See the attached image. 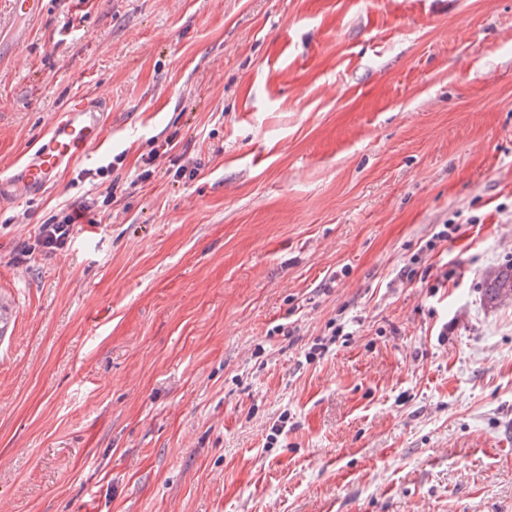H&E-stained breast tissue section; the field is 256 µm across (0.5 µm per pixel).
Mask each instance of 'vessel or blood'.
<instances>
[{"mask_svg": "<svg viewBox=\"0 0 512 512\" xmlns=\"http://www.w3.org/2000/svg\"><path fill=\"white\" fill-rule=\"evenodd\" d=\"M104 109L91 99L55 113L47 143L15 174L0 176V204L41 195L64 164L83 158L101 138Z\"/></svg>", "mask_w": 512, "mask_h": 512, "instance_id": "obj_1", "label": "vessel or blood"}]
</instances>
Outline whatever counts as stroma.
<instances>
[{
	"label": "stroma",
	"mask_w": 512,
	"mask_h": 512,
	"mask_svg": "<svg viewBox=\"0 0 512 512\" xmlns=\"http://www.w3.org/2000/svg\"><path fill=\"white\" fill-rule=\"evenodd\" d=\"M86 97L0 205V512H512V0H0V173ZM105 106V102L91 99L56 112L48 142L15 174L0 175V205L41 195L64 164L83 158L101 138ZM98 207V198L89 195L69 211L61 213L60 218L58 214L51 216L44 224H40L36 245L45 250L63 248L71 241L74 224H81L83 220H87L86 224L96 223L90 215H97L94 212ZM483 286L488 302L499 305L512 301V262L488 274Z\"/></svg>",
	"instance_id": "stroma-1"
}]
</instances>
